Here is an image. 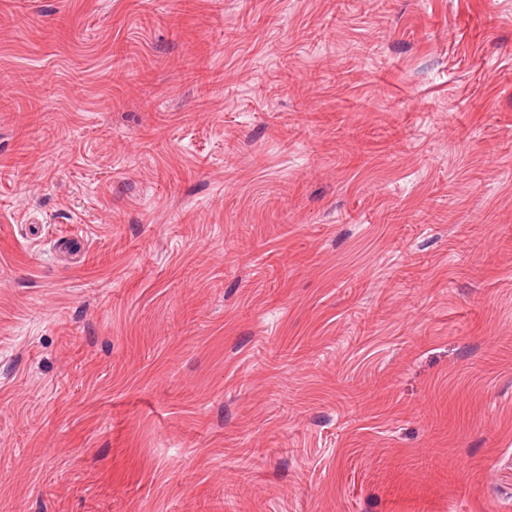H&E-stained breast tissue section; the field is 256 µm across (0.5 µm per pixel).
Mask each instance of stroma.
<instances>
[{"label":"stroma","mask_w":512,"mask_h":512,"mask_svg":"<svg viewBox=\"0 0 512 512\" xmlns=\"http://www.w3.org/2000/svg\"><path fill=\"white\" fill-rule=\"evenodd\" d=\"M0 512H512V0H0Z\"/></svg>","instance_id":"stroma-1"}]
</instances>
